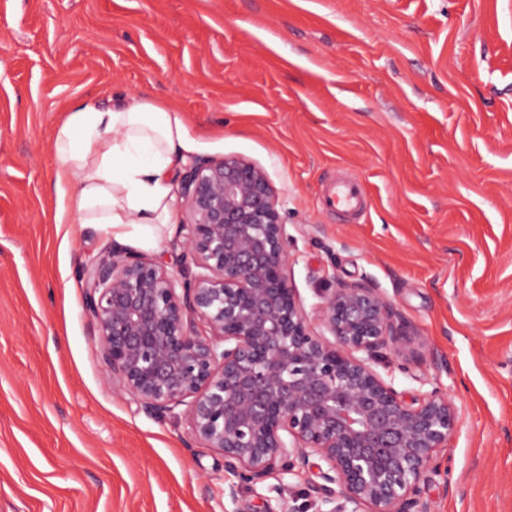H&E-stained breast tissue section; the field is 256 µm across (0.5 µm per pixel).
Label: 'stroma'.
<instances>
[{
    "label": "stroma",
    "instance_id": "obj_1",
    "mask_svg": "<svg viewBox=\"0 0 512 512\" xmlns=\"http://www.w3.org/2000/svg\"><path fill=\"white\" fill-rule=\"evenodd\" d=\"M120 97L266 170L309 318L328 284L385 292L411 336L377 372L459 414L424 497L512 512V0H0V512H280L315 478L231 500L218 449L106 378L81 270L112 231L56 223L53 139ZM342 175L360 216L320 204ZM184 219L128 249L177 270Z\"/></svg>",
    "mask_w": 512,
    "mask_h": 512
}]
</instances>
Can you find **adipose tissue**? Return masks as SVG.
Returning a JSON list of instances; mask_svg holds the SVG:
<instances>
[{
    "mask_svg": "<svg viewBox=\"0 0 512 512\" xmlns=\"http://www.w3.org/2000/svg\"><path fill=\"white\" fill-rule=\"evenodd\" d=\"M55 187L74 185L61 224H104L115 241L155 245V227L173 223L172 172L198 148L179 112L141 100L100 107L85 100L57 126Z\"/></svg>",
    "mask_w": 512,
    "mask_h": 512,
    "instance_id": "ef3b65f1",
    "label": "adipose tissue"
}]
</instances>
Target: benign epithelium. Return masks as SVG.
<instances>
[{
  "mask_svg": "<svg viewBox=\"0 0 512 512\" xmlns=\"http://www.w3.org/2000/svg\"><path fill=\"white\" fill-rule=\"evenodd\" d=\"M182 267L118 245L83 265V307L106 376L151 418L185 416L224 455L228 485L325 463L314 512H433L422 485L458 427L434 389L406 397L371 362L397 354L407 326L383 291L326 289L315 333L288 281V231L266 171L231 156L181 180ZM210 333L197 334L192 317Z\"/></svg>",
  "mask_w": 512,
  "mask_h": 512,
  "instance_id": "7a95c632",
  "label": "benign epithelium"
}]
</instances>
